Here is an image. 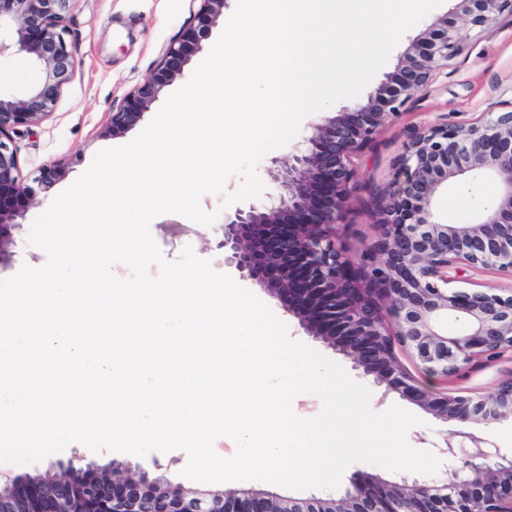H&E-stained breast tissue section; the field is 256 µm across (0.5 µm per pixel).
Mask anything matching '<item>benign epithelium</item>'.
<instances>
[{
  "label": "benign epithelium",
  "instance_id": "1",
  "mask_svg": "<svg viewBox=\"0 0 512 512\" xmlns=\"http://www.w3.org/2000/svg\"><path fill=\"white\" fill-rule=\"evenodd\" d=\"M70 2L0 0V28L11 31L15 52L43 66L41 81L24 97L0 95V137L40 125L73 77L77 59L64 26ZM228 2L202 0L195 24L170 43L162 66L128 105L110 112L106 134L120 135L140 121L202 49ZM460 2L463 15L482 32L500 17H512V0ZM458 51L454 22L429 25L366 102L313 125L284 171L279 159L271 160L268 175L279 183L278 194L224 215L217 242L224 264L280 298L310 335L403 392L414 386L398 363L397 346L426 374L445 378L477 357L512 349V294L448 288V269L459 263L512 276V109H491L467 127L437 124L413 133L390 181L376 193L374 241L356 257L343 245L354 157ZM475 170L494 180L495 208L473 224L439 222L438 188ZM61 173V165H45L34 182L47 188ZM32 192L21 178L16 148L0 140V270L17 256V218ZM453 311L468 319L467 333L440 331L439 321ZM418 397L446 421L487 424L512 415V375L476 400L430 399L423 392ZM437 452L444 462L459 463L449 481L377 478L331 499L296 501L253 489L192 493L115 461L91 464L71 484L57 487L18 477L0 485V498L32 503L31 512H512V458L489 464L495 453L486 439L465 430L443 438Z\"/></svg>",
  "mask_w": 512,
  "mask_h": 512
}]
</instances>
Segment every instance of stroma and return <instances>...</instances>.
I'll return each mask as SVG.
<instances>
[{
  "label": "stroma",
  "instance_id": "1",
  "mask_svg": "<svg viewBox=\"0 0 512 512\" xmlns=\"http://www.w3.org/2000/svg\"><path fill=\"white\" fill-rule=\"evenodd\" d=\"M200 6V0H73L65 25L66 39L78 61L75 75L63 86L54 110L40 126L20 127L9 135L17 149L25 182H33L39 169L53 162L62 163L64 171L50 188L36 189L27 203L17 233L19 254L10 267L0 270V280L13 277L22 266L39 268L46 263L45 252L29 242L35 219L88 169L100 150L129 143L140 133L142 124L153 119V112L148 111L141 125L133 126L122 135L112 137L104 132L110 112L124 105L135 88L159 68L166 47L194 23ZM458 12V0H442L416 27L403 34L387 63L378 71V79H385L396 71L420 29L445 16L456 17ZM458 37V55L449 61L447 68L436 72L424 90L413 94L403 106L401 116L385 126L354 160L356 184L344 237L351 252L363 251L372 242L375 212L371 190L389 181L395 158L415 131L438 123L466 126L491 106L512 103V18L502 17L496 26L482 33L470 24L459 23ZM41 76V68L32 61L10 50L0 54L1 94L23 97ZM496 194V185L486 173L469 172L439 189L436 195L438 217L447 224L474 223L485 208V198ZM150 231L166 260H178L189 246L198 257L210 260L215 271L224 272V253L215 246L220 237L218 225L203 226L181 215L167 213L152 221ZM242 286L286 325L292 341L340 364L354 381L368 387L374 411L383 412L398 406L416 416L417 424L405 433L412 448L431 450L433 443L459 430L458 422L439 418L413 395L389 390L375 376L355 368L339 351L310 336L297 316L255 282L246 280ZM399 360L412 376L414 385L433 398L446 393L482 395L491 391L500 379L512 374L510 350L491 361L476 359L459 375L448 379L426 375L407 354H400ZM58 461L73 462L78 468L89 462L103 466L116 461L142 467L149 477L164 476L170 483L187 490L204 488L203 483L182 476L188 457L181 450L154 451L139 457L111 451L94 453L82 444L73 443L38 462L0 463V473L13 478L43 476L51 463ZM371 477L399 482L416 479L417 474L408 469L389 470L370 462H356L345 469L335 489L297 490L263 480L224 482L220 488L227 492L264 490L293 499H328L340 496L353 482Z\"/></svg>",
  "mask_w": 512,
  "mask_h": 512
}]
</instances>
